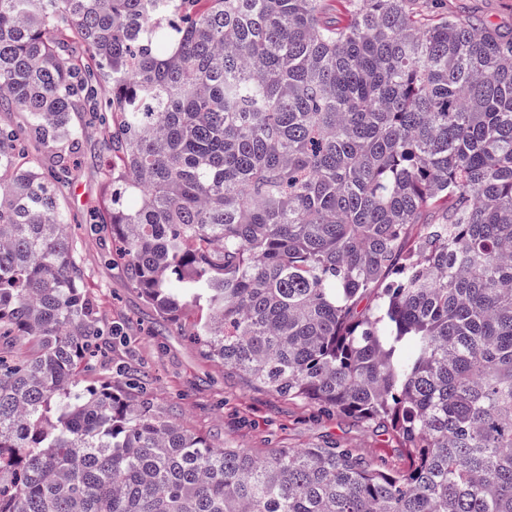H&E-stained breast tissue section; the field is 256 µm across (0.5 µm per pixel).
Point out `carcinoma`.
Returning a JSON list of instances; mask_svg holds the SVG:
<instances>
[{
    "label": "carcinoma",
    "instance_id": "carcinoma-1",
    "mask_svg": "<svg viewBox=\"0 0 512 512\" xmlns=\"http://www.w3.org/2000/svg\"><path fill=\"white\" fill-rule=\"evenodd\" d=\"M427 2L0 0V512H512V35ZM88 106L157 317L404 469L218 449L83 385L120 336L65 232Z\"/></svg>",
    "mask_w": 512,
    "mask_h": 512
}]
</instances>
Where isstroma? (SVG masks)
Returning a JSON list of instances; mask_svg holds the SVG:
<instances>
[{
	"label": "stroma",
	"instance_id": "obj_1",
	"mask_svg": "<svg viewBox=\"0 0 512 512\" xmlns=\"http://www.w3.org/2000/svg\"><path fill=\"white\" fill-rule=\"evenodd\" d=\"M428 9L435 17L452 13L512 31V0H430ZM73 121L83 136L63 189L70 216L66 231L77 248L100 319L123 326L126 332L125 341L111 344L105 361L85 369V379L100 380L120 367L143 372L148 378L144 396L152 413L217 446L230 445L261 457L275 448L337 441L378 467H405L406 452L387 429L322 412L300 398L280 397L207 359L188 335L190 322L165 326L158 321L120 267L109 263L110 232L90 229L104 208L111 178L105 123L89 109L75 114Z\"/></svg>",
	"mask_w": 512,
	"mask_h": 512
}]
</instances>
